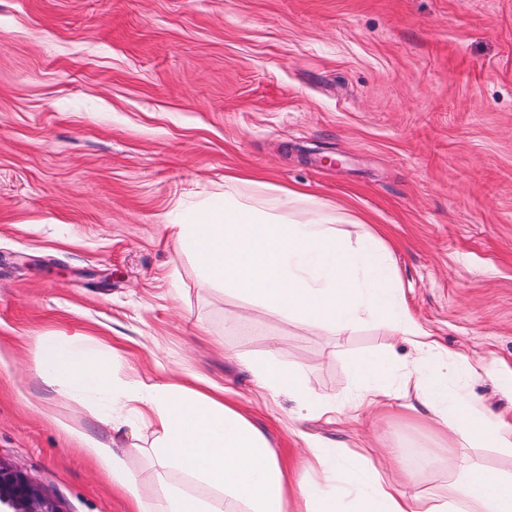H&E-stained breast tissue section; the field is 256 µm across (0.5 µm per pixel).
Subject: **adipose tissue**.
<instances>
[{"label":"adipose tissue","mask_w":512,"mask_h":512,"mask_svg":"<svg viewBox=\"0 0 512 512\" xmlns=\"http://www.w3.org/2000/svg\"><path fill=\"white\" fill-rule=\"evenodd\" d=\"M336 222L335 214L323 210L301 221L271 213L231 179L224 184L223 205L199 206L175 225L174 234L178 245L196 259L204 285L224 286L265 309L336 336L366 318L397 323L413 350L415 415L432 416L457 444L479 443L512 454V425L450 389L463 363L405 310L390 250L370 232L351 246ZM249 369L261 388L292 395L301 408L321 416L354 418L399 397L390 368L368 356L356 364L357 394L341 404L313 396L300 370L284 365L276 354L253 361ZM35 373L46 386L92 405L111 427L109 440L80 430L74 436L113 486L134 499L136 512H153L140 500L127 466L138 447L118 448L114 439L140 425L156 434L152 454L158 470L176 468L230 490L249 505V512H284L287 476L264 432L222 396L172 379L119 384L111 362L78 331L41 339ZM362 463L358 472L332 460L320 461L321 480L298 485L305 512H448L442 498L419 502L383 478L372 456H363ZM453 493L458 512H512V480L475 463L463 467Z\"/></svg>","instance_id":"ef3b65f1"}]
</instances>
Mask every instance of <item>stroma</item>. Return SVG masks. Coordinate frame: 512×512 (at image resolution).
<instances>
[{
  "instance_id": "35a3bbf8",
  "label": "stroma",
  "mask_w": 512,
  "mask_h": 512,
  "mask_svg": "<svg viewBox=\"0 0 512 512\" xmlns=\"http://www.w3.org/2000/svg\"><path fill=\"white\" fill-rule=\"evenodd\" d=\"M335 208L357 242L389 246L411 317L449 353L512 368V0H0V459L62 512H133L70 428L108 438L90 405L47 388L39 340L82 331L112 348L115 379L197 375L245 407L285 463L313 446L352 467L377 449L407 490L447 493L512 455L448 443L401 404L352 420L294 419L247 366L275 352L307 389L349 398L354 361L412 352L399 327L343 336L205 288L170 231L175 203L224 199V180ZM512 422L484 373L451 382ZM139 427L127 460L160 507Z\"/></svg>"
}]
</instances>
